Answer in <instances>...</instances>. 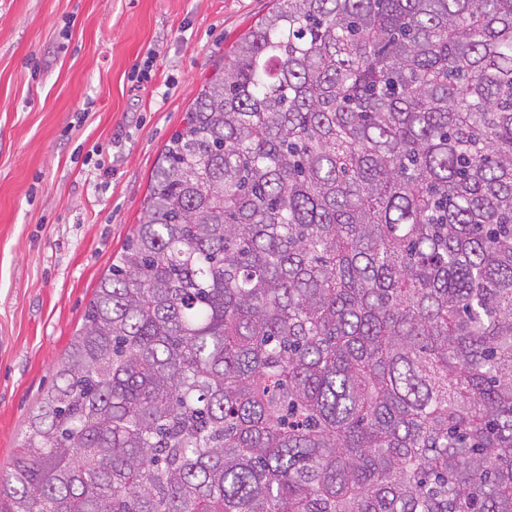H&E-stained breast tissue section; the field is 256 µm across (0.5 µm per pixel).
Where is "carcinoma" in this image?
<instances>
[{
  "label": "carcinoma",
  "mask_w": 512,
  "mask_h": 512,
  "mask_svg": "<svg viewBox=\"0 0 512 512\" xmlns=\"http://www.w3.org/2000/svg\"><path fill=\"white\" fill-rule=\"evenodd\" d=\"M0 512H512V0H276L161 150Z\"/></svg>",
  "instance_id": "carcinoma-1"
}]
</instances>
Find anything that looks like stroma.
I'll return each mask as SVG.
<instances>
[{"mask_svg": "<svg viewBox=\"0 0 512 512\" xmlns=\"http://www.w3.org/2000/svg\"><path fill=\"white\" fill-rule=\"evenodd\" d=\"M275 0H0V478L158 153ZM155 52L146 87L134 67Z\"/></svg>", "mask_w": 512, "mask_h": 512, "instance_id": "stroma-1", "label": "stroma"}]
</instances>
